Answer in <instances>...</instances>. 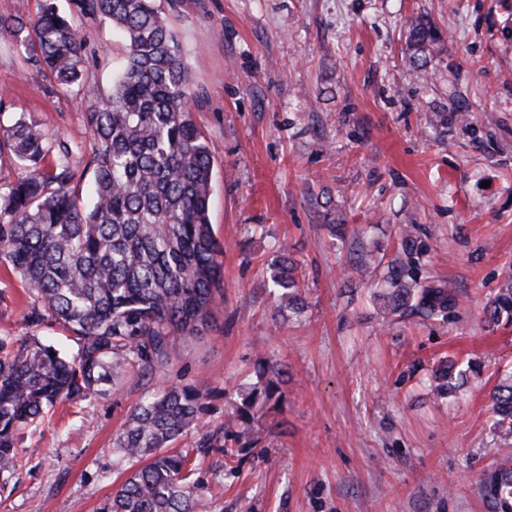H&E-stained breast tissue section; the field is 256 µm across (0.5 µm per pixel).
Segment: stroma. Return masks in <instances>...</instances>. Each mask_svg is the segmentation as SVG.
<instances>
[{
	"mask_svg": "<svg viewBox=\"0 0 512 512\" xmlns=\"http://www.w3.org/2000/svg\"><path fill=\"white\" fill-rule=\"evenodd\" d=\"M197 97L193 118L213 159L210 219L223 244V293L197 338L169 363L131 372L86 408L56 404L28 428L29 461L0 482V512H98L126 479L114 442L143 395L191 384L231 409L255 361L286 371L262 416L265 454L200 464L209 512H488L485 469L506 452L489 394L512 370V325L488 331L483 308L512 266V0H161ZM445 50L418 75L406 31L419 15ZM89 36L86 77L103 90L124 54L110 29ZM0 124L41 121L73 148L72 188L89 195L90 102L54 91L0 39ZM474 113L473 128L452 116ZM345 220L356 241L328 230ZM404 224L422 229V271L450 284L449 320L401 318L340 277L359 249L393 256ZM296 266L302 312L272 293L274 254ZM1 336L38 334L75 350L52 317L31 329L33 296L0 265ZM481 373L457 395L431 393L439 361Z\"/></svg>",
	"mask_w": 512,
	"mask_h": 512,
	"instance_id": "1",
	"label": "stroma"
}]
</instances>
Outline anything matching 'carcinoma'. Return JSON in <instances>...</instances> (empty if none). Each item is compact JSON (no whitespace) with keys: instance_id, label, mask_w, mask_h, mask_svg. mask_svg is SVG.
<instances>
[{"instance_id":"carcinoma-1","label":"carcinoma","mask_w":512,"mask_h":512,"mask_svg":"<svg viewBox=\"0 0 512 512\" xmlns=\"http://www.w3.org/2000/svg\"><path fill=\"white\" fill-rule=\"evenodd\" d=\"M112 26L125 41L103 107L88 115L94 136L88 168L91 203L70 190L71 145L36 119L0 126V163L23 171L0 191V260L25 279L36 296L27 326L41 325L42 308L69 329L77 343L69 357L36 336H0V480L20 466V435L42 425L60 400L89 403L101 385L121 373L163 369L174 336L193 338L209 325L220 280L223 247L209 218L213 164L193 119L189 75L177 33L157 0H42L33 17L0 15V37L24 55L29 68L52 86L82 99L102 96L85 76L87 39L73 17ZM427 18L409 26L407 50L420 71L444 47ZM56 153L55 172L44 162ZM420 225L400 228L396 256L363 254L343 274L378 289L390 313L448 318L454 289L421 274ZM271 281L297 299L294 267L284 255L271 262ZM512 322V274L486 305L487 325ZM477 372L471 361L448 359L437 367L434 395L442 398ZM257 381L237 389L233 411L210 420L212 392L193 385L160 386L131 413L116 438L119 459L135 470L101 512H202L199 480L189 453L167 447L196 434L192 453L220 450L229 458L268 446L258 414L282 396V372L263 357ZM491 428L512 447V373L490 396ZM479 491L489 512H512V464L484 472Z\"/></svg>"}]
</instances>
